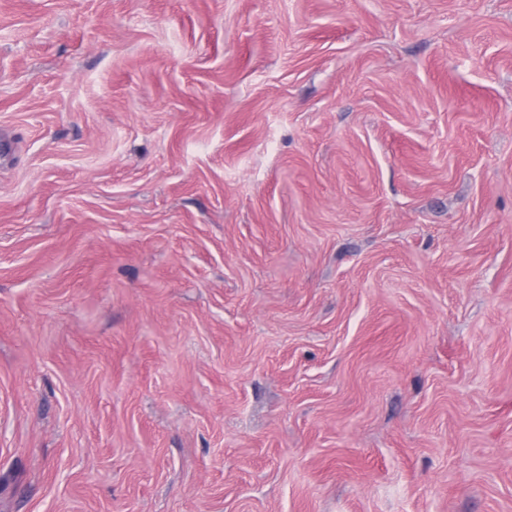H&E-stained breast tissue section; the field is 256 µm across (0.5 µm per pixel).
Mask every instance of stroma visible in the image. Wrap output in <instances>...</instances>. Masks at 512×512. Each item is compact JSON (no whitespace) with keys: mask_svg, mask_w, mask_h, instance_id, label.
Masks as SVG:
<instances>
[{"mask_svg":"<svg viewBox=\"0 0 512 512\" xmlns=\"http://www.w3.org/2000/svg\"><path fill=\"white\" fill-rule=\"evenodd\" d=\"M0 512H512V0H0Z\"/></svg>","mask_w":512,"mask_h":512,"instance_id":"35a3bbf8","label":"stroma"}]
</instances>
